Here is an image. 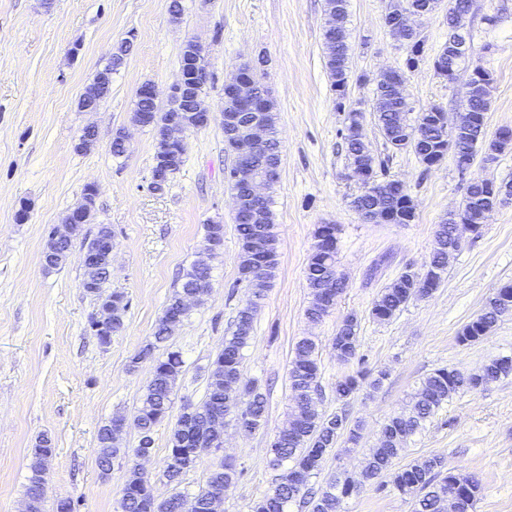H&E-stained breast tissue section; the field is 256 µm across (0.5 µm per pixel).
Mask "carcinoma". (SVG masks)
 <instances>
[{
    "mask_svg": "<svg viewBox=\"0 0 512 512\" xmlns=\"http://www.w3.org/2000/svg\"><path fill=\"white\" fill-rule=\"evenodd\" d=\"M348 0H326V12L336 16V38L324 43L326 67L331 85L339 98H344L349 71V28ZM464 59L448 53L443 46L435 58V69L442 76L452 80ZM404 74L397 70L377 81L371 111L386 142L396 151L411 150L422 162L425 145L422 139L434 141L433 154L443 160L442 145L437 126L440 110L432 106L418 113L415 120L408 115L413 106L398 96L395 85L402 81ZM491 74L486 78L472 77L469 82L467 106L459 120L456 143L463 149L474 150L480 143L486 149L501 152L500 143L487 139L485 114L489 96ZM135 111L147 112L159 120L167 115L166 108L150 99H138ZM271 144L267 151L258 154L252 162L257 175H262L271 166L281 164L280 141L275 124V113H267ZM364 113L361 110L347 111L344 140L349 166L376 174V158L362 140ZM487 190L479 184L467 187L458 213L464 221L458 222L448 217L438 225L435 232L436 248L428 269L423 273L403 271L393 279L374 301L371 314L380 321H388L401 311L410 301L420 299L427 290H435L444 280L448 267V246L460 248L464 235L473 224L486 222L490 204ZM272 196H267L258 216V222L248 223L236 220L239 251L238 282L250 288L253 300L242 307L234 323V330L224 337V344L210 363L207 376V390L204 399L198 404L184 406L176 426L169 437L166 476L169 481L178 483L186 471L194 465V459L187 455L189 448H214V437L209 431V422L215 417H238L246 420L252 429L258 431L265 426L267 399L257 380L248 379L243 372V350L249 344L253 333L254 315L258 300L264 297L278 266V239L274 232ZM357 209L374 208L380 212L405 210L401 199L384 190L375 192L363 190L352 200ZM326 237L319 251L311 254L306 269V281L311 289L312 300L305 311L312 322L320 321L335 306L320 304L319 290L324 288L331 295L344 291L345 282L336 277V235L335 228L324 227L317 237ZM205 237L217 241V252L204 255L194 261L183 274L177 290L169 298L162 316L159 318L152 340L140 348L131 359V367L145 360L155 363V370L140 399V406L132 418L120 417L125 427L136 431L138 444L134 448L122 446V436L114 433V420L101 426L97 433L98 460L103 472L111 470L112 459L122 454L132 461L126 485L131 487L127 494L124 512H174V506L160 502L149 492L150 478L137 468V452L153 450L154 429L168 414L172 405L176 381L182 372L183 359L179 352L168 351L165 344L169 339V321L178 316L185 319L188 312L179 309V302L185 294L197 295L202 303L213 288L210 260L217 257L224 247V225H205ZM54 244L46 241L42 253V265L48 272L59 271L65 265L68 255L61 253L51 259L48 252ZM270 256L272 260L263 268H252L249 262L255 248ZM129 309L127 295L118 290L112 291V307L98 306L96 314L102 317V328L95 331L99 343L107 346L112 336L124 328ZM512 313V284L497 290L488 299L481 313L463 327L458 335L462 344H471L484 338L505 316ZM336 359L346 364L352 363L358 355L359 324L354 315L346 316L339 325L331 343ZM320 345L315 337L300 338L294 348V356L288 370L291 391V411L285 425L278 431L268 446V463L274 469L284 468L280 481L260 499L253 502L251 512H288L290 505L303 507L311 504V512H339L343 499L351 495L361 482L379 476H387L392 487L400 494L412 499L413 512H445L444 502L447 491L459 486L464 492L463 500L457 505V512H474L480 485L471 477L454 473L446 468L444 458L430 456L413 460L398 469L392 468L393 461L404 450L408 439L421 430L440 407L453 395L461 391H476L491 382L512 375V356L505 355L491 360L477 373L464 374L456 370L440 368L423 381L413 397L410 411L391 417L382 427L376 447L370 449L363 469L359 473H345L334 477L315 494L308 489L311 478L322 469L327 453L335 447L337 439L348 433V439L358 444L361 435L359 427H347L343 414L326 415L319 410L318 399L322 393L319 376ZM366 376L357 371L336 381V399L343 401L360 390ZM54 446L51 438L43 434L31 448V462L25 496L32 505L33 512H45L47 494V462L52 457ZM244 470L232 461L222 460L211 470L205 487L195 495L196 512H209V503L204 493L209 488L227 489L235 484Z\"/></svg>",
    "mask_w": 512,
    "mask_h": 512,
    "instance_id": "cac0c4a2",
    "label": "carcinoma"
}]
</instances>
